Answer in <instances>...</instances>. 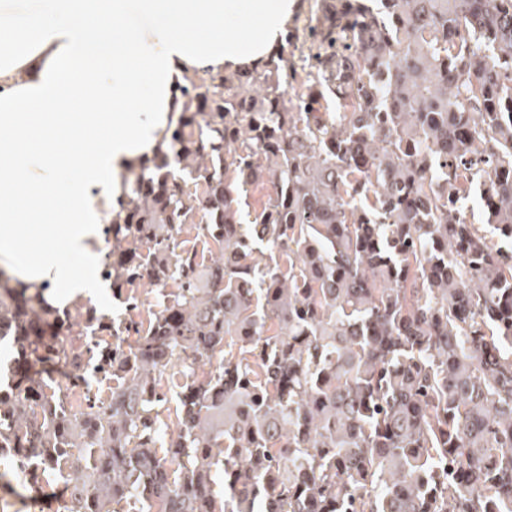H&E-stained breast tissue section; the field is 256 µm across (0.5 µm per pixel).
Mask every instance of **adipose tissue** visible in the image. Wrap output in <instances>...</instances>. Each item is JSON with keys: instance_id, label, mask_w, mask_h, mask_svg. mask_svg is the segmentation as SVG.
<instances>
[{"instance_id": "obj_1", "label": "adipose tissue", "mask_w": 512, "mask_h": 512, "mask_svg": "<svg viewBox=\"0 0 512 512\" xmlns=\"http://www.w3.org/2000/svg\"><path fill=\"white\" fill-rule=\"evenodd\" d=\"M299 0H0V280L99 299L121 174L160 148L184 76L263 64Z\"/></svg>"}]
</instances>
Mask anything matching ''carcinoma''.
Listing matches in <instances>:
<instances>
[{
    "instance_id": "carcinoma-1",
    "label": "carcinoma",
    "mask_w": 512,
    "mask_h": 512,
    "mask_svg": "<svg viewBox=\"0 0 512 512\" xmlns=\"http://www.w3.org/2000/svg\"><path fill=\"white\" fill-rule=\"evenodd\" d=\"M313 20L297 64L185 78L170 139L121 176L104 275L177 282L148 329L0 283L17 362L87 352L117 379L77 408L41 378L0 388V457L62 478L64 512H512V0ZM199 212L207 267L176 239ZM265 247L288 270L257 274Z\"/></svg>"
}]
</instances>
